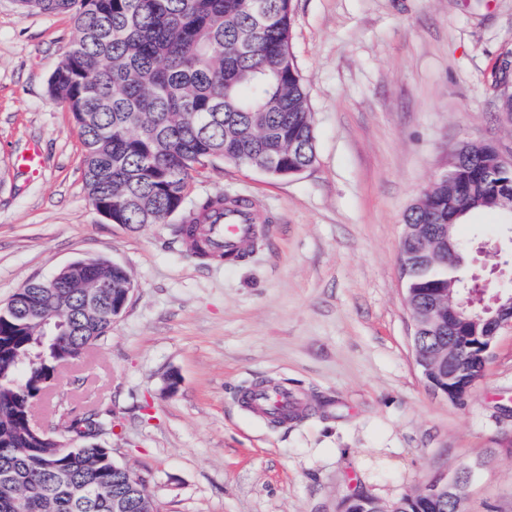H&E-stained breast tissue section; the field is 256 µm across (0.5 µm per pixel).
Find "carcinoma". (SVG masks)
Instances as JSON below:
<instances>
[{"label": "carcinoma", "instance_id": "cac0c4a2", "mask_svg": "<svg viewBox=\"0 0 512 512\" xmlns=\"http://www.w3.org/2000/svg\"><path fill=\"white\" fill-rule=\"evenodd\" d=\"M23 14L65 13L76 35L49 79L51 96L72 114L83 148L92 205L112 224L172 225L189 242L199 224H219L224 198L204 197L185 211L195 175L228 154L258 159L278 154V178L315 157L307 93L290 54L292 0H261L266 20L253 31L252 0H16ZM255 48H241L245 36ZM261 112L271 135L247 116ZM486 148L470 145L448 182L424 195L406 224H449L456 259L428 268L413 281L419 304L436 290L457 298L468 280L469 245L457 237V218L478 211L503 216L498 195L512 173L488 177ZM203 261H243L251 250L224 252L212 237L192 249ZM84 289L64 279L29 283L0 306V512H150L141 494L146 477L117 463L99 444L59 451L29 426L35 403L57 369L80 360L112 331V289L96 315L82 311ZM72 325L65 336H39L37 324ZM443 340L461 348L452 367L468 383L482 358L470 323L461 318ZM69 435L110 431L103 416L66 420ZM404 512H453L450 500L399 499Z\"/></svg>", "mask_w": 512, "mask_h": 512}]
</instances>
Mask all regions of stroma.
<instances>
[{
    "label": "stroma",
    "instance_id": "obj_1",
    "mask_svg": "<svg viewBox=\"0 0 512 512\" xmlns=\"http://www.w3.org/2000/svg\"><path fill=\"white\" fill-rule=\"evenodd\" d=\"M291 51L306 91L313 164L276 180L217 163L186 201L245 197L265 243L236 265L200 263L167 224H112L85 188L72 116L48 80L75 36L66 14L0 0V305L78 259L118 263L134 291L111 333L63 368L35 406L111 413L97 441L146 477L158 512H339L355 486L384 501L462 466L468 512H512V330L464 404L433 394L411 347L399 264L404 216L464 142L512 154L498 114L512 60V0H293ZM40 141L45 169L14 166ZM502 215L468 270L506 267ZM273 380L306 410L271 425L242 393Z\"/></svg>",
    "mask_w": 512,
    "mask_h": 512
}]
</instances>
